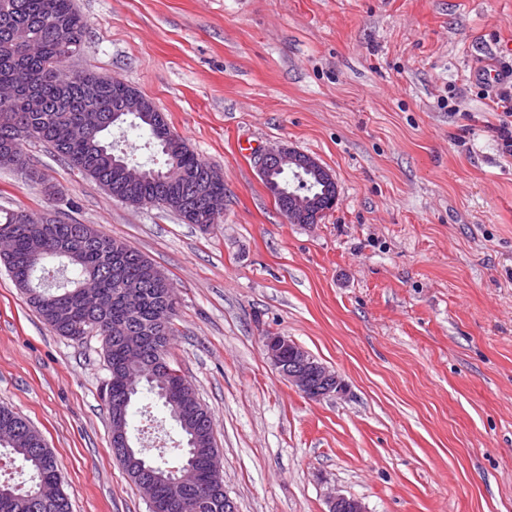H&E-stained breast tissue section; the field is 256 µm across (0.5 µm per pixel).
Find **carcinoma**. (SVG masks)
Returning <instances> with one entry per match:
<instances>
[{
	"instance_id": "1",
	"label": "carcinoma",
	"mask_w": 512,
	"mask_h": 512,
	"mask_svg": "<svg viewBox=\"0 0 512 512\" xmlns=\"http://www.w3.org/2000/svg\"><path fill=\"white\" fill-rule=\"evenodd\" d=\"M4 2L12 4V10L6 17L0 13V84L14 85L16 96L6 104L0 103V113L6 112L12 117V124L0 123V144L12 139L20 149L26 141L45 142L71 168L102 187L110 188L111 193L125 201L151 202L165 193L185 194L191 190L193 181L203 178L206 162L171 133L163 113L155 112L153 125L132 114L126 119L128 126L149 131L166 156V167L147 168L144 181L126 188L108 160L115 152V144L107 141L106 134L114 127L115 101L131 86L110 85L104 93L90 100L86 96L83 73L62 72L61 65L71 54L60 50L61 36L45 26V21L53 19L62 24L63 37L73 44V52H79L87 22L77 11L74 0H0V4ZM30 84L40 98L41 112L30 107L27 93ZM89 102L99 111L103 129L81 140L59 139L61 128L82 122ZM303 193L316 199L320 213L333 208V203L321 196L314 178H309L308 188ZM32 221L34 218L23 209L0 210V227L10 231L9 248L0 251V258L15 284L27 295L30 305L56 334L72 340L89 335L102 337L105 326L123 321L129 324L134 335L142 337V349L147 358L159 353L169 355L175 327L161 333L156 323L157 312L163 307L170 308L173 319L178 314L180 301L169 278L146 279L142 263L147 258L128 246L119 271H114V238L102 231L97 240H84L76 234L81 223L72 220L60 222L50 236L35 237L30 233ZM62 259L64 267L71 272L66 285L53 290L35 280L37 269ZM125 287L138 289L134 301L120 294L119 289ZM103 346L109 370L105 385L107 406L116 402L129 406L144 389L161 402L187 441L185 463L192 467L193 482L185 491L183 512H224V488L214 487L209 462L211 428L201 424L194 413L177 410L170 401L188 380L173 375L161 381L146 380L141 389L132 388L117 376L123 363V344L105 341ZM27 425L19 414L0 406V448H7L20 457L31 472L28 486H11L10 494L0 493V512H44L34 492L43 483L59 482L54 453L26 435Z\"/></svg>"
}]
</instances>
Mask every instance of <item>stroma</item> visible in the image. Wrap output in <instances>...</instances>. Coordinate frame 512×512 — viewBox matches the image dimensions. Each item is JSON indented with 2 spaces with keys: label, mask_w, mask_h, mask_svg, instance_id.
Returning <instances> with one entry per match:
<instances>
[{
  "label": "stroma",
  "mask_w": 512,
  "mask_h": 512,
  "mask_svg": "<svg viewBox=\"0 0 512 512\" xmlns=\"http://www.w3.org/2000/svg\"><path fill=\"white\" fill-rule=\"evenodd\" d=\"M62 69L117 77L224 171L202 227L115 200L37 142L0 208L96 225L181 299L170 345L210 411L238 512H512V156L473 76L512 47V0H75ZM284 145L337 186L315 224L284 223L258 171ZM292 339L345 391L312 400L271 364ZM100 337L52 332L0 264V406L56 456L72 512H149L114 458ZM135 445L176 463L183 436L149 394Z\"/></svg>",
  "instance_id": "stroma-1"
}]
</instances>
